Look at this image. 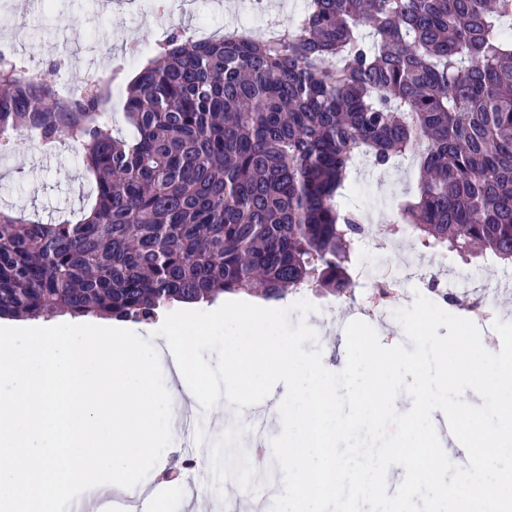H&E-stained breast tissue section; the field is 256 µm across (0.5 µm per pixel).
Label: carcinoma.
<instances>
[{
  "instance_id": "cac0c4a2",
  "label": "carcinoma",
  "mask_w": 512,
  "mask_h": 512,
  "mask_svg": "<svg viewBox=\"0 0 512 512\" xmlns=\"http://www.w3.org/2000/svg\"><path fill=\"white\" fill-rule=\"evenodd\" d=\"M66 100L0 58V157L71 143L94 183L79 219L0 209V317L149 320L225 294L344 296L357 160L409 154L398 222L425 251L512 262V0H306L280 38L171 26L126 87Z\"/></svg>"
}]
</instances>
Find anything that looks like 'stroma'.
<instances>
[{
    "label": "stroma",
    "instance_id": "stroma-1",
    "mask_svg": "<svg viewBox=\"0 0 512 512\" xmlns=\"http://www.w3.org/2000/svg\"><path fill=\"white\" fill-rule=\"evenodd\" d=\"M20 0H0V44L24 60L30 72L48 84H70L87 75L90 58L113 57L121 44H135L141 53H149L168 35L172 21L187 31L204 26L209 37L228 32L229 21L248 19L249 0H190L183 12L160 14L150 0H31L28 13H21ZM52 163H44V155ZM417 169L397 165L380 171L367 162L357 166L346 199L347 206L360 215H375L370 225L374 238H389L387 229L399 209L415 192ZM92 199L91 177L81 165L78 153L68 144L52 151L32 145L0 160V208L22 214L46 224L63 215L79 213ZM388 252L359 249L354 263L378 274L395 268L400 255H411L425 273L436 274L439 281L466 279L476 286L500 285L502 268L464 264L455 256L442 257L424 252L409 237L393 239ZM313 312H293L291 321L306 320L321 327L317 343H305V350L319 348L325 365L332 369L346 364V338L341 322L349 316L360 317L364 308L359 297H313Z\"/></svg>",
    "mask_w": 512,
    "mask_h": 512
}]
</instances>
